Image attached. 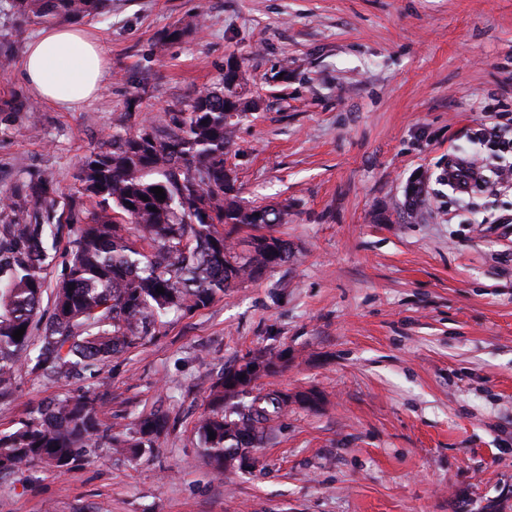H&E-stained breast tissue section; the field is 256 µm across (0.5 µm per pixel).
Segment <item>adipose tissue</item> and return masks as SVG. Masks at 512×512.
Returning <instances> with one entry per match:
<instances>
[{
    "instance_id": "ef3b65f1",
    "label": "adipose tissue",
    "mask_w": 512,
    "mask_h": 512,
    "mask_svg": "<svg viewBox=\"0 0 512 512\" xmlns=\"http://www.w3.org/2000/svg\"><path fill=\"white\" fill-rule=\"evenodd\" d=\"M108 66L104 44L74 27H53L26 46L22 78L38 102L74 111L96 98Z\"/></svg>"
}]
</instances>
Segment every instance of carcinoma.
Masks as SVG:
<instances>
[{"mask_svg":"<svg viewBox=\"0 0 512 512\" xmlns=\"http://www.w3.org/2000/svg\"><path fill=\"white\" fill-rule=\"evenodd\" d=\"M110 2L9 0V7L22 23L76 21L104 14ZM241 80L239 65L226 68L220 86L173 114L176 131L164 139L143 128L112 139L109 150L90 152L76 179L97 206L92 212L73 206L58 213L50 174L0 193V209L15 215L0 230V394L13 389L28 362L47 377L94 375L112 357L150 341L168 312L193 314L288 261V241L274 235V226L287 222L288 206L244 204L236 178L226 172L235 131L229 114L258 107L237 91ZM64 222L73 225L72 250L43 320L47 271ZM244 228L255 231L246 258L228 243ZM252 360L264 366V376L288 365L282 352H260ZM99 400L90 392L53 398L14 431L0 433V475L43 464L68 472L93 448H152L167 430L165 417L152 414L131 422L125 438L114 437L101 427ZM287 410L286 392L260 388L243 377L242 366H233L211 382L196 433L215 464L250 467L251 450Z\"/></svg>","mask_w":512,"mask_h":512,"instance_id":"carcinoma-1","label":"carcinoma"}]
</instances>
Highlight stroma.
I'll use <instances>...</instances> for the list:
<instances>
[{
    "label": "stroma",
    "instance_id": "obj_1",
    "mask_svg": "<svg viewBox=\"0 0 512 512\" xmlns=\"http://www.w3.org/2000/svg\"><path fill=\"white\" fill-rule=\"evenodd\" d=\"M205 23L171 40L189 16ZM110 50L97 98L34 103L18 66L43 22L0 12V190L52 173L59 207L95 208L76 174L91 151L150 124L241 67L256 111L235 127L239 195L281 204L288 261L191 315L96 377L20 369L0 432L43 402L105 388L122 428L158 412L155 447L97 448L66 474L0 478V512H512V181L448 185L449 161L512 168V0H112L82 22ZM420 186L419 217L404 208ZM289 393L252 468H216L195 423L224 369L259 352ZM318 394L310 407L301 394Z\"/></svg>",
    "mask_w": 512,
    "mask_h": 512
}]
</instances>
